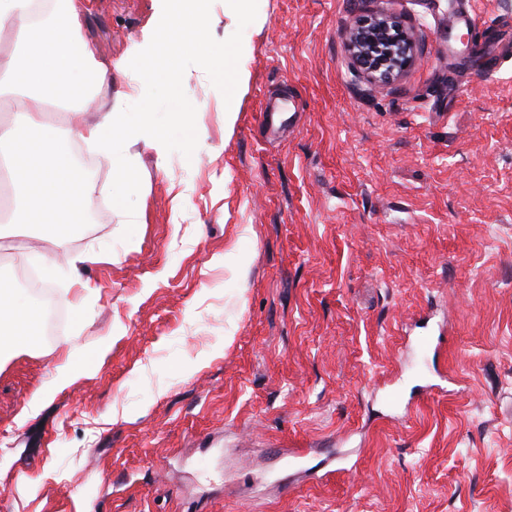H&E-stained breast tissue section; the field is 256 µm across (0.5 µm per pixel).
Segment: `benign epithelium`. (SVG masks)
Instances as JSON below:
<instances>
[{
    "mask_svg": "<svg viewBox=\"0 0 512 512\" xmlns=\"http://www.w3.org/2000/svg\"><path fill=\"white\" fill-rule=\"evenodd\" d=\"M349 47L355 79L370 84L389 80L413 60V42L401 24L386 15L363 22L351 34Z\"/></svg>",
    "mask_w": 512,
    "mask_h": 512,
    "instance_id": "obj_1",
    "label": "benign epithelium"
}]
</instances>
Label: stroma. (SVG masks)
Returning <instances> with one entry per match:
<instances>
[{
    "mask_svg": "<svg viewBox=\"0 0 512 512\" xmlns=\"http://www.w3.org/2000/svg\"><path fill=\"white\" fill-rule=\"evenodd\" d=\"M463 2L258 0L232 135L193 66L195 160L133 141L122 184L99 162L62 244L99 294L0 368V512H512V0L479 35L448 25ZM161 12L87 0L106 101L141 99ZM382 12L415 60L372 85L347 36ZM274 102L299 121L270 141ZM1 230L0 276L42 249ZM72 365L73 361L68 360L66 364L57 366L55 368L56 374L51 383L41 388L37 395L33 398L31 402L32 411L38 407L43 397L53 392L57 387L65 385L70 381L72 378Z\"/></svg>",
    "mask_w": 512,
    "mask_h": 512,
    "instance_id": "1",
    "label": "stroma"
}]
</instances>
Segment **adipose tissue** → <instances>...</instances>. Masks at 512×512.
<instances>
[{
	"instance_id": "adipose-tissue-1",
	"label": "adipose tissue",
	"mask_w": 512,
	"mask_h": 512,
	"mask_svg": "<svg viewBox=\"0 0 512 512\" xmlns=\"http://www.w3.org/2000/svg\"><path fill=\"white\" fill-rule=\"evenodd\" d=\"M64 19L54 24L31 23L32 0H0V31L8 30L13 52L0 58V103L16 108L13 122L0 123V169L15 188L13 221L30 224L39 212L50 211L60 190L73 175V160L57 143L59 130L73 133L112 168V176L128 179L133 159L123 144L143 140L164 151L170 128L150 112H124L104 103L87 109L85 103L111 72L97 59L93 47L78 36L81 0H62ZM82 89L77 98L62 99L56 121L46 107L54 86ZM36 146L24 156L15 146L21 137ZM37 312L8 279H0V365L25 345L34 333Z\"/></svg>"
}]
</instances>
